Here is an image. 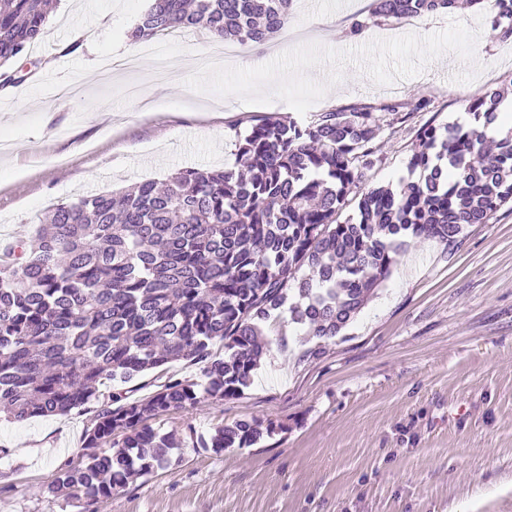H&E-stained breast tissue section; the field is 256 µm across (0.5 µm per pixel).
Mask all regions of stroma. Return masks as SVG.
<instances>
[{
    "instance_id": "35a3bbf8",
    "label": "stroma",
    "mask_w": 512,
    "mask_h": 512,
    "mask_svg": "<svg viewBox=\"0 0 512 512\" xmlns=\"http://www.w3.org/2000/svg\"><path fill=\"white\" fill-rule=\"evenodd\" d=\"M149 0H58L18 94L0 89V251L34 239L37 215L58 200L164 181L181 168L234 167L236 136L258 116L313 120L328 108L427 100L424 112L380 113L373 186L407 176L420 127L464 121L470 102L512 80V42L490 38L491 4L419 17L415 34L451 20L477 32L474 58L447 52L411 78L375 84L344 66L311 112L282 101L246 104L186 90L212 42L171 38L178 78L161 82L127 31ZM372 0H293L286 28L239 49L257 66L306 43L345 50L404 35L399 23L352 32ZM296 326L269 336L252 384L154 423L209 435L238 420L274 434L216 453L177 448L169 464L115 489L101 512H512V208L468 226L457 247L421 240L398 256L323 355L304 358ZM90 414L14 422L0 417V512H86L48 494L78 461Z\"/></svg>"
}]
</instances>
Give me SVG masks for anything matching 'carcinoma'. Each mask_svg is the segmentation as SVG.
I'll use <instances>...</instances> for the list:
<instances>
[{
    "label": "carcinoma",
    "mask_w": 512,
    "mask_h": 512,
    "mask_svg": "<svg viewBox=\"0 0 512 512\" xmlns=\"http://www.w3.org/2000/svg\"><path fill=\"white\" fill-rule=\"evenodd\" d=\"M291 4L150 0L128 37L193 29L252 48L284 28ZM455 7L374 0L353 32ZM495 7L490 37L512 41V0ZM49 15V0H0V88L22 81L17 65ZM506 93L474 100L466 123L422 126L408 161L416 178L394 189L367 186L381 151L376 112L423 111L426 100L331 108L307 124L257 118L237 134L235 168H183L161 188L146 180L52 205L36 245L19 238L0 255V413L21 421L93 409L83 445L92 452L59 468L48 492L100 512L132 472L165 467L188 438L216 453L256 444L257 421L198 439L151 421L241 394L264 354V327L285 307L320 355L414 240L454 247L512 202V126L499 124ZM352 202L357 218L339 221ZM180 360L201 365L203 390L169 373ZM149 372L146 398L99 390Z\"/></svg>",
    "instance_id": "cac0c4a2"
}]
</instances>
